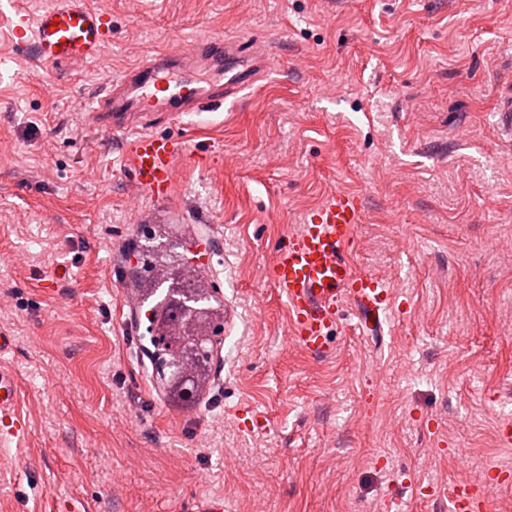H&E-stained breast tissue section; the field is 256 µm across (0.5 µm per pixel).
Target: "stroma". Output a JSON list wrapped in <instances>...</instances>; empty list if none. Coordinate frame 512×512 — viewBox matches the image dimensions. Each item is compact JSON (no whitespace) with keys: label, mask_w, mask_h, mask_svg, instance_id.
<instances>
[{"label":"stroma","mask_w":512,"mask_h":512,"mask_svg":"<svg viewBox=\"0 0 512 512\" xmlns=\"http://www.w3.org/2000/svg\"><path fill=\"white\" fill-rule=\"evenodd\" d=\"M0 0V327L30 431L0 512H451L420 486L491 482L512 512V0H92L102 60L39 64ZM261 40L236 103L161 123L186 138L171 195L134 196L130 138L82 124L128 67L183 42ZM360 196L356 266L394 286L382 335L348 308L332 349L286 335L262 272L334 191ZM194 225L230 309L190 412L159 392L129 300L144 225ZM57 291L45 293L46 279Z\"/></svg>","instance_id":"1"}]
</instances>
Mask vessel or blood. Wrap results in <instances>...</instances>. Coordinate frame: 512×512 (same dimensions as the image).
<instances>
[{
	"mask_svg": "<svg viewBox=\"0 0 512 512\" xmlns=\"http://www.w3.org/2000/svg\"><path fill=\"white\" fill-rule=\"evenodd\" d=\"M109 21L91 0H58L37 16L18 15L17 43L32 48L47 65L97 59L108 40ZM274 59L265 44L241 46L220 36L201 38L189 53H161L124 71L103 89L89 119L94 127L130 134L123 156L137 190L154 199L168 197L176 164L187 153L185 139L156 129L159 121L178 122L254 85ZM209 79L197 76L199 68ZM363 222L358 195L337 192L313 210L299 230L280 245L268 268V280L285 296L289 335L304 350L328 351L342 305H349L359 329L382 327L394 291L384 279L359 271L351 247ZM22 387L14 371L0 364V443L23 439L28 423L21 412ZM454 512H485L482 486H456L450 492Z\"/></svg>",
	"mask_w": 512,
	"mask_h": 512,
	"instance_id": "b4317fda",
	"label": "vessel or blood"
}]
</instances>
